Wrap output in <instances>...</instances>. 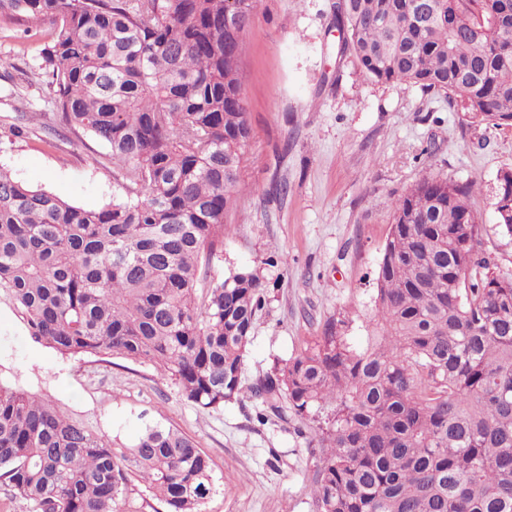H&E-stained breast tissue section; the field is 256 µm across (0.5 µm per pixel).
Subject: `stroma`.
<instances>
[{"label":"stroma","mask_w":512,"mask_h":512,"mask_svg":"<svg viewBox=\"0 0 512 512\" xmlns=\"http://www.w3.org/2000/svg\"><path fill=\"white\" fill-rule=\"evenodd\" d=\"M336 2L257 0L243 36L240 79L252 135L212 274L249 268L266 284L244 359L246 387L306 347L327 321H344L348 343L365 346L391 229L388 203L423 179L477 183L469 203L485 251L512 270V238L495 214L497 175L512 168V125H469L441 95L369 80L340 50ZM51 29L44 22L27 38L19 26L0 25V167L96 209L117 193L108 147L81 132L55 148L42 133L49 87L40 65ZM20 112L30 117L22 132L14 129ZM279 184L286 192H276ZM0 380L120 446L155 422L180 429L224 479L205 512H313L319 451L295 423H260L256 401L244 396L217 411L197 407L146 365L59 354L34 341L2 290Z\"/></svg>","instance_id":"obj_1"}]
</instances>
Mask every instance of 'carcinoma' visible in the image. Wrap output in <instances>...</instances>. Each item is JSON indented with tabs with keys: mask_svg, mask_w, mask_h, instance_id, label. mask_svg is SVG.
<instances>
[{
	"mask_svg": "<svg viewBox=\"0 0 512 512\" xmlns=\"http://www.w3.org/2000/svg\"><path fill=\"white\" fill-rule=\"evenodd\" d=\"M255 0H0V24H54L52 120L109 148L123 194L70 204L0 169V290L63 355L152 366L220 409L244 392L260 421L324 415L314 512H512V276L490 268L468 200L429 178L391 204L368 342L334 321L242 385L264 288L224 254L225 212L251 128L239 62ZM333 24L363 74L445 95L471 123L512 124V0H339ZM497 226L512 237V168ZM0 481L33 512H203L210 458L148 424L132 444L0 381Z\"/></svg>",
	"mask_w": 512,
	"mask_h": 512,
	"instance_id": "1",
	"label": "carcinoma"
}]
</instances>
